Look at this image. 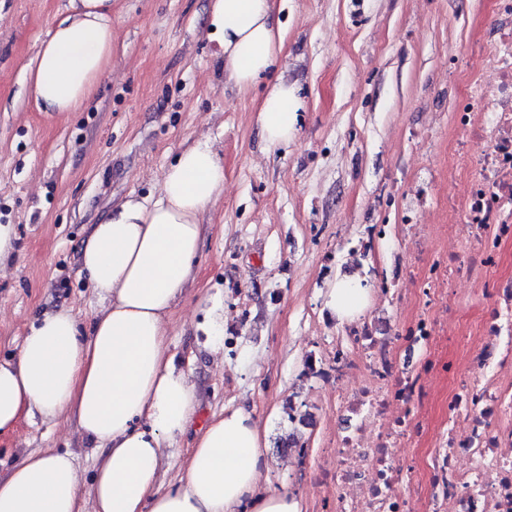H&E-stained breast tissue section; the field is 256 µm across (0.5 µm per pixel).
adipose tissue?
<instances>
[{"label": "adipose tissue", "instance_id": "obj_1", "mask_svg": "<svg viewBox=\"0 0 512 512\" xmlns=\"http://www.w3.org/2000/svg\"><path fill=\"white\" fill-rule=\"evenodd\" d=\"M274 0H212L208 37L219 48L224 80L251 90L275 66L283 31ZM112 66V0H69L31 71L43 112L85 105ZM300 100L277 79L262 95L257 122L268 147L298 131ZM224 192V163L211 141L187 146L164 171L156 196L126 198L93 225L80 263L98 295L89 325L69 309L44 313L14 360L0 362V434L24 422L76 419L101 453L93 463L95 512H301L285 491L260 485L266 435L237 407L191 433L201 402L196 384L168 348L169 316L195 274L201 217ZM372 287L356 274L331 280L329 314L365 312ZM192 447L178 485L158 476L184 436ZM0 512H83L73 454L29 452L0 479Z\"/></svg>", "mask_w": 512, "mask_h": 512}]
</instances>
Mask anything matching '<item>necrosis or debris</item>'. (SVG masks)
Returning <instances> with one entry per match:
<instances>
[{"label":"necrosis or debris","mask_w":512,"mask_h":512,"mask_svg":"<svg viewBox=\"0 0 512 512\" xmlns=\"http://www.w3.org/2000/svg\"><path fill=\"white\" fill-rule=\"evenodd\" d=\"M491 38L475 53L490 78L457 84L448 113V172L461 186L440 224L408 210L398 241L425 256L418 288L410 271L378 266L369 242L385 225L365 226L354 268L380 283L382 307L408 302L401 325L362 318L307 377L336 390L333 470L319 512H512V277L499 272L512 244V0H491ZM481 288V310L460 293ZM412 447L399 466L392 454Z\"/></svg>","instance_id":"obj_1"}]
</instances>
